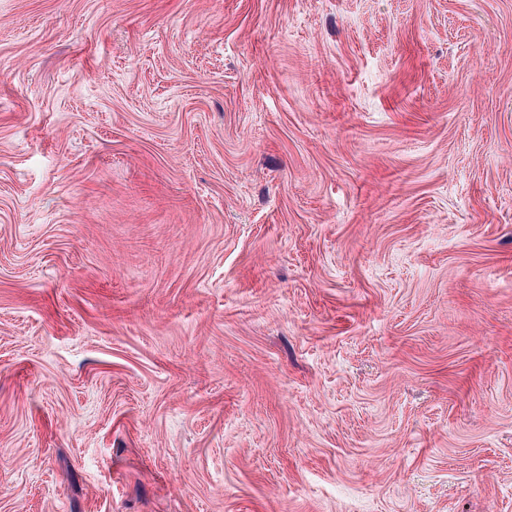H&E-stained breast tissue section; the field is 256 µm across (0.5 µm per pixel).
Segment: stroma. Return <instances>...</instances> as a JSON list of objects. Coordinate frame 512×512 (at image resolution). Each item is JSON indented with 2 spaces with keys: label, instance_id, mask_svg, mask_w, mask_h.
<instances>
[{
  "label": "stroma",
  "instance_id": "1",
  "mask_svg": "<svg viewBox=\"0 0 512 512\" xmlns=\"http://www.w3.org/2000/svg\"><path fill=\"white\" fill-rule=\"evenodd\" d=\"M0 512H512V0H0Z\"/></svg>",
  "mask_w": 512,
  "mask_h": 512
}]
</instances>
